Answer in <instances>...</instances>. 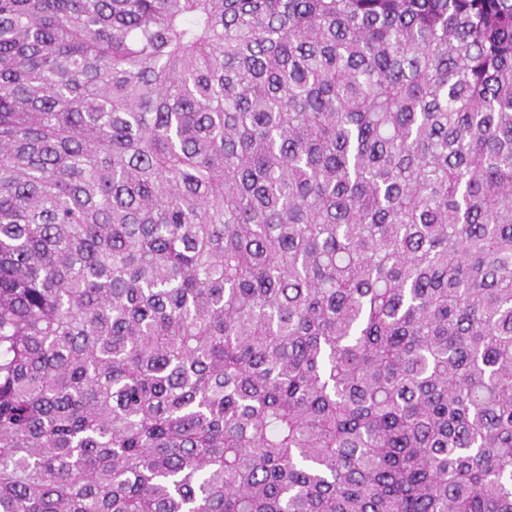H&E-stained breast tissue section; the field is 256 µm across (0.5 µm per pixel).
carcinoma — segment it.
I'll use <instances>...</instances> for the list:
<instances>
[{"mask_svg":"<svg viewBox=\"0 0 512 512\" xmlns=\"http://www.w3.org/2000/svg\"><path fill=\"white\" fill-rule=\"evenodd\" d=\"M0 512H512V0H0Z\"/></svg>","mask_w":512,"mask_h":512,"instance_id":"obj_1","label":"carcinoma"}]
</instances>
